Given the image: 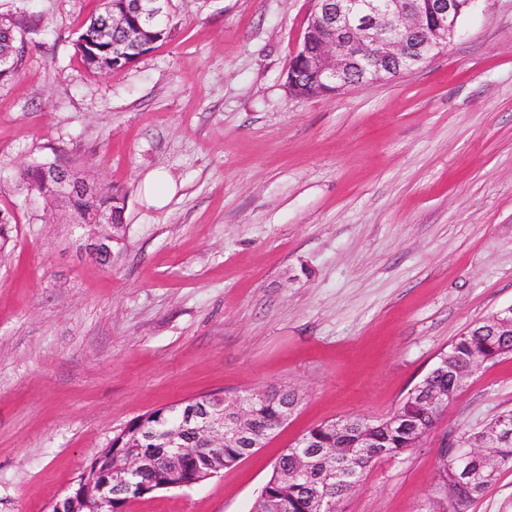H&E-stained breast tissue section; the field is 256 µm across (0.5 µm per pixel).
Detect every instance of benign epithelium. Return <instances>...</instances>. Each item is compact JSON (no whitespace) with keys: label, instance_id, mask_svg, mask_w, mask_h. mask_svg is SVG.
<instances>
[{"label":"benign epithelium","instance_id":"benign-epithelium-1","mask_svg":"<svg viewBox=\"0 0 512 512\" xmlns=\"http://www.w3.org/2000/svg\"><path fill=\"white\" fill-rule=\"evenodd\" d=\"M106 26L91 42L90 48L110 40L113 27L124 23L125 14L118 0H103ZM462 0H315L310 16V27L321 34L320 46L312 51L297 52L294 68L288 71V89L294 96H303L302 87L295 79L300 69L318 84L334 94L354 85L366 86L384 76H393L410 70L428 55L448 44L456 33L462 16ZM53 194L72 197L89 192L74 182L67 170L57 169L46 177ZM114 237L93 234L88 239L90 253L100 260L112 257ZM487 331L497 335V329L512 325V307L504 309L486 320ZM489 358L476 354L469 367L457 379V388L468 380ZM422 407L435 421L447 409L455 395L446 396L422 382L416 389ZM272 393L263 392L239 396L231 401L222 395L204 398V406L178 428L164 437V455L135 453L123 463H112L106 452L98 454L82 475L84 480L75 484L58 498L51 512H127V505L143 499L159 489L191 487L220 475L223 463L212 459L210 450L224 443H232L245 451L260 447L285 425L296 405H281L275 423L258 428L252 415L244 410L245 399L263 398ZM189 431L193 440L185 446L182 433ZM512 437L502 429L487 433L484 439L464 452L468 463L455 474L458 481L477 485L484 480L482 466L496 470L495 448ZM152 475V488L142 489L139 478ZM309 504L317 512H330L333 500L325 482L310 484Z\"/></svg>","mask_w":512,"mask_h":512}]
</instances>
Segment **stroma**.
Returning <instances> with one entry per match:
<instances>
[{"mask_svg": "<svg viewBox=\"0 0 512 512\" xmlns=\"http://www.w3.org/2000/svg\"><path fill=\"white\" fill-rule=\"evenodd\" d=\"M100 0H0L19 73L0 81V512H50L112 437L202 393L289 388L256 453L128 512H251L279 458L329 420L391 415L462 332L512 306V0H478L447 48L331 96L286 79L313 0H169L129 67L75 51ZM126 196L112 258L32 160ZM173 183L160 208L143 182ZM512 410V355L420 447L365 470L342 512H429L440 471ZM466 512H512V466ZM98 15H99V13L91 15L89 17V19L87 21H85V23L82 25V27L80 28V30L78 32V35H77V38L75 40L74 45H75L76 52L80 55V59L82 60V62L89 69H91L93 71H99V68H102L104 66L108 67L112 71H119V70H122V69L128 67L130 64H132L136 60V57L140 53L139 52H127L128 48L127 47H122V45H118V44L113 45L112 44V53H109V52L100 53L101 58L98 59V60H93L94 59V54L92 52L88 53V55L91 58H93V59L89 58L83 52V50H82V47H83L82 40L87 38L88 31H89V29H90V27H91V25L93 23V20ZM122 53H125L126 57L122 58L120 63L117 62V63H113V65H112V56H113V54L115 56H120ZM56 163L57 160L53 162H43L35 160L28 164L23 170H21V172L19 173V179L31 191H35L40 195H44L43 184L41 179L42 174L45 170H51L52 167L57 166Z\"/></svg>", "mask_w": 512, "mask_h": 512, "instance_id": "35a3bbf8", "label": "stroma"}]
</instances>
